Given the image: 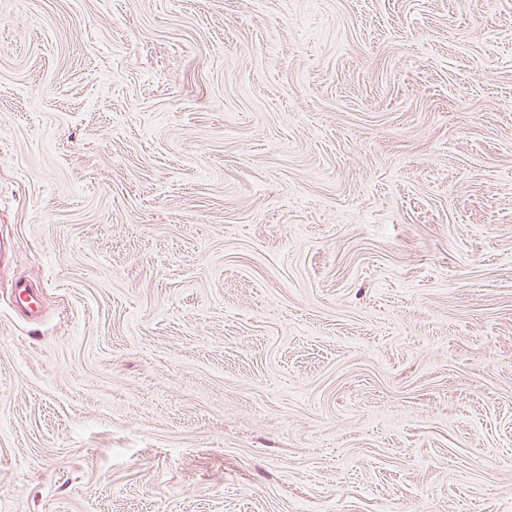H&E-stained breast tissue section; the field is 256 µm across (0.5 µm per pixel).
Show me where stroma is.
<instances>
[{
  "mask_svg": "<svg viewBox=\"0 0 512 512\" xmlns=\"http://www.w3.org/2000/svg\"><path fill=\"white\" fill-rule=\"evenodd\" d=\"M0 512H512V0H0Z\"/></svg>",
  "mask_w": 512,
  "mask_h": 512,
  "instance_id": "35a3bbf8",
  "label": "stroma"
}]
</instances>
